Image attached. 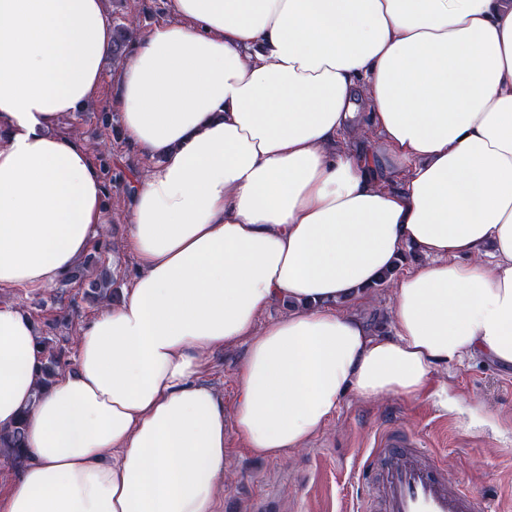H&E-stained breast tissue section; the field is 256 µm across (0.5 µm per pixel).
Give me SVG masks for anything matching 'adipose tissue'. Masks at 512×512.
<instances>
[{"label": "adipose tissue", "instance_id": "ef3b65f1", "mask_svg": "<svg viewBox=\"0 0 512 512\" xmlns=\"http://www.w3.org/2000/svg\"><path fill=\"white\" fill-rule=\"evenodd\" d=\"M116 72L137 271L35 393L32 319L0 306V512H216L225 432L282 458L346 395L419 399L512 367V0H168ZM106 0H0V288L68 276L107 221L88 148ZM367 108L383 152L342 145ZM396 271L393 332L351 310ZM286 316L259 324L267 307ZM242 344L232 416L203 373ZM26 420L21 418L9 430L0 431V448L6 451V457L0 452V491H4L17 479L18 468L25 456ZM14 464H13V462Z\"/></svg>", "mask_w": 512, "mask_h": 512}]
</instances>
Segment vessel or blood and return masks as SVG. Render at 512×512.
Wrapping results in <instances>:
<instances>
[{"mask_svg":"<svg viewBox=\"0 0 512 512\" xmlns=\"http://www.w3.org/2000/svg\"><path fill=\"white\" fill-rule=\"evenodd\" d=\"M357 512H479L478 499L449 479L414 435L389 429L355 465Z\"/></svg>","mask_w":512,"mask_h":512,"instance_id":"1","label":"vessel or blood"}]
</instances>
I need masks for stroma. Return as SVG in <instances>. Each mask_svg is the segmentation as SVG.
<instances>
[{
  "label": "stroma",
  "instance_id": "35a3bbf8",
  "mask_svg": "<svg viewBox=\"0 0 512 512\" xmlns=\"http://www.w3.org/2000/svg\"><path fill=\"white\" fill-rule=\"evenodd\" d=\"M113 23L145 33L167 19V0H108ZM58 133L85 142L109 159L113 169H140L148 160L124 139L81 113L63 116ZM0 306L28 313L46 337L66 340L68 361L76 359L74 335L94 317L99 304L84 298L77 285L62 289H0ZM244 347L210 354L205 379L224 394L225 408L235 397L234 372ZM434 390L415 401L389 398L366 402L346 396L332 421L305 448L284 459L252 456L235 431H228L224 481L217 512H340L354 488L349 475L355 458L371 447L382 430L415 434L440 459L451 480L462 483L480 502L512 506V370L484 359L438 368ZM447 388L439 405L435 389Z\"/></svg>",
  "mask_w": 512,
  "mask_h": 512
}]
</instances>
